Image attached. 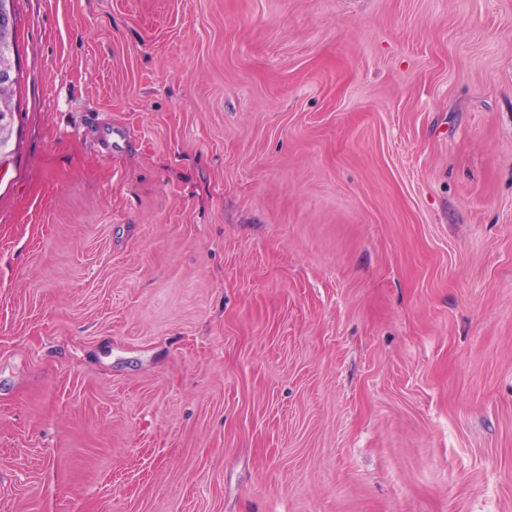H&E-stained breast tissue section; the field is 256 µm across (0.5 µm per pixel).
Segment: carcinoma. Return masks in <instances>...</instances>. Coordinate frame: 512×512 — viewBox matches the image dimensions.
Returning a JSON list of instances; mask_svg holds the SVG:
<instances>
[{"mask_svg":"<svg viewBox=\"0 0 512 512\" xmlns=\"http://www.w3.org/2000/svg\"><path fill=\"white\" fill-rule=\"evenodd\" d=\"M19 75L16 0H0V151L13 134Z\"/></svg>","mask_w":512,"mask_h":512,"instance_id":"obj_1","label":"carcinoma"}]
</instances>
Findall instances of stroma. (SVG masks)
<instances>
[{
  "instance_id": "35a3bbf8",
  "label": "stroma",
  "mask_w": 512,
  "mask_h": 512,
  "mask_svg": "<svg viewBox=\"0 0 512 512\" xmlns=\"http://www.w3.org/2000/svg\"><path fill=\"white\" fill-rule=\"evenodd\" d=\"M0 512H512V0H17Z\"/></svg>"
}]
</instances>
